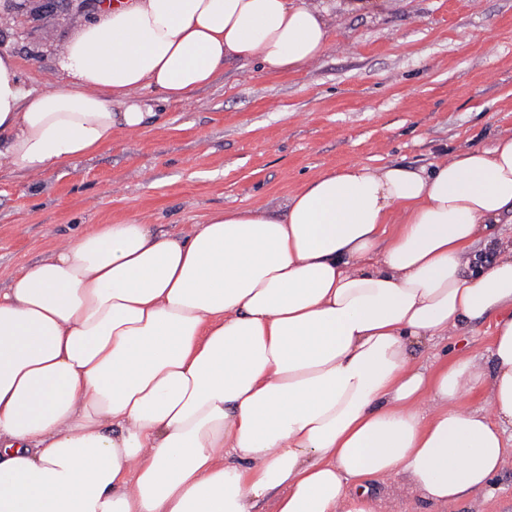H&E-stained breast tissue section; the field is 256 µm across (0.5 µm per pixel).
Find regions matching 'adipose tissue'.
<instances>
[{
	"instance_id": "obj_1",
	"label": "adipose tissue",
	"mask_w": 512,
	"mask_h": 512,
	"mask_svg": "<svg viewBox=\"0 0 512 512\" xmlns=\"http://www.w3.org/2000/svg\"><path fill=\"white\" fill-rule=\"evenodd\" d=\"M26 89L0 53V165L40 176L186 101L225 65L331 50L319 0H107ZM512 132L433 163L322 171L286 210L179 237L86 228L0 292V512H379L438 505L512 456ZM496 315L486 362H412ZM480 394L482 406L464 410Z\"/></svg>"
}]
</instances>
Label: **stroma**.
Wrapping results in <instances>:
<instances>
[{
	"label": "stroma",
	"instance_id": "stroma-1",
	"mask_svg": "<svg viewBox=\"0 0 512 512\" xmlns=\"http://www.w3.org/2000/svg\"><path fill=\"white\" fill-rule=\"evenodd\" d=\"M97 2L0 0V53L27 88L53 87L60 51ZM336 27L335 48L297 72L232 64L95 154L38 178L1 166L0 289L87 227L143 218L174 236L218 210L282 209L320 171L427 166L512 131V0H394L381 14L337 10ZM494 322L435 340L418 364L487 357ZM380 489L385 512H512V458L487 491L445 507Z\"/></svg>",
	"mask_w": 512,
	"mask_h": 512
}]
</instances>
